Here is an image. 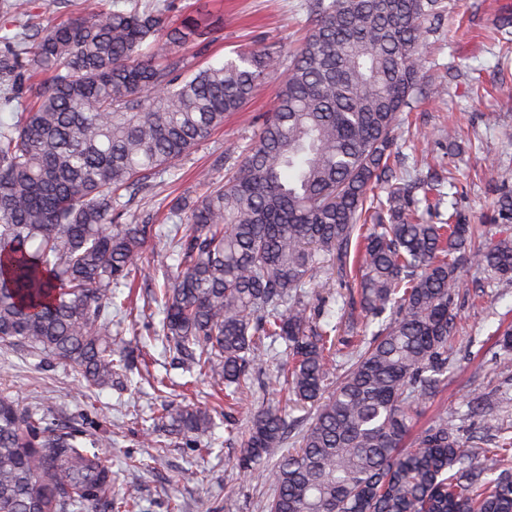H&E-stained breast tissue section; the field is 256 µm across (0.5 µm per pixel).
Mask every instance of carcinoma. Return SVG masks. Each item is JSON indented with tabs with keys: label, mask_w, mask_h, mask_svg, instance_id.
<instances>
[{
	"label": "carcinoma",
	"mask_w": 512,
	"mask_h": 512,
	"mask_svg": "<svg viewBox=\"0 0 512 512\" xmlns=\"http://www.w3.org/2000/svg\"><path fill=\"white\" fill-rule=\"evenodd\" d=\"M309 32L194 66L208 24H170L165 4L81 0L79 15L33 23V0H3L0 112L50 75L23 112L0 116V345L25 346L110 388L146 353L124 340L115 289L142 274L167 235L178 271L159 289L156 336L186 369L224 386L236 466L268 481L265 512H512V430L466 445L457 417L414 431L453 365L459 271L512 283V192L494 223L468 224L456 183L404 170L403 113L428 96L424 48L445 0H309ZM288 65L274 112L234 173L199 176L172 198L174 233L121 202L244 111ZM432 202L435 224L420 213ZM342 287L317 283L327 265ZM322 288L344 328L312 307ZM267 364L294 422L272 408L236 427L253 370ZM211 411L178 406L144 447L198 446ZM112 500L100 440L0 397V512H91Z\"/></svg>",
	"instance_id": "carcinoma-1"
}]
</instances>
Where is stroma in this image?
I'll use <instances>...</instances> for the list:
<instances>
[{
  "instance_id": "1",
  "label": "stroma",
  "mask_w": 512,
  "mask_h": 512,
  "mask_svg": "<svg viewBox=\"0 0 512 512\" xmlns=\"http://www.w3.org/2000/svg\"><path fill=\"white\" fill-rule=\"evenodd\" d=\"M306 0H175L166 19L177 23L185 11L208 12L216 19L213 41L200 65L222 63L239 49L280 44L296 47L306 28ZM448 13L439 34L431 38L423 72L425 82L444 83V94L425 99L399 130L398 149L447 168L458 187V208L473 224L487 223L504 177L512 178V96L499 95L498 65L512 59V44L494 41L491 32L501 7L512 9V0H447ZM475 72L476 85L452 84L449 69ZM283 80L275 75L262 83L244 112L230 116L223 129L196 146L177 162L176 180L157 179L149 190L137 194L133 207L158 210L166 199L196 195L200 172L213 179L235 167L244 147L254 138L262 114L273 112ZM457 128L464 145L462 155L448 152L446 134ZM177 260L165 238L151 243L143 261L138 293L149 301L155 286L174 273ZM481 279L475 269L464 270L460 293L465 301L458 311V332L451 352L456 367L426 416L466 411L473 395L492 401L493 410L466 419L463 438L473 432L512 426V400L502 385L512 375L502 368L495 345L497 329L512 323V285L488 288L483 299L471 303L467 295ZM169 377L172 386L157 393L150 376ZM130 385H114L95 393L86 391L72 369L54 366L23 348L0 346V395L24 408L47 409L60 422L77 426L103 441L102 451L112 465L113 495L127 485L139 488L141 512H263L272 492L268 482L247 477L235 465V445L223 429L202 441L201 449L181 440L149 467L133 468L132 460L146 456L142 443L143 418L165 405L196 404L214 407V388L208 379L190 378L154 342L147 365L137 366Z\"/></svg>"
}]
</instances>
